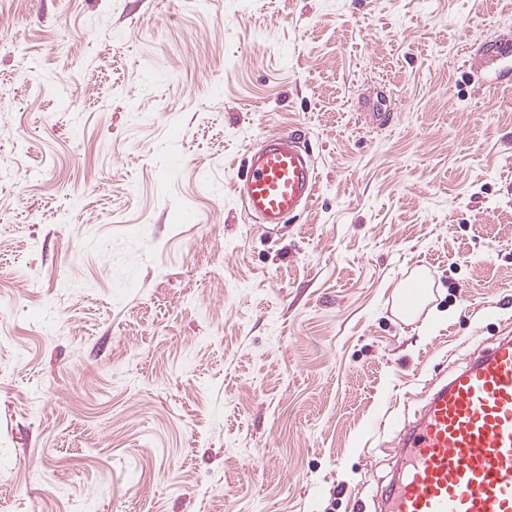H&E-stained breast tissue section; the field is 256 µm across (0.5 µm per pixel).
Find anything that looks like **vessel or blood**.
<instances>
[{
    "label": "vessel or blood",
    "mask_w": 512,
    "mask_h": 512,
    "mask_svg": "<svg viewBox=\"0 0 512 512\" xmlns=\"http://www.w3.org/2000/svg\"><path fill=\"white\" fill-rule=\"evenodd\" d=\"M479 65L497 82L511 78L512 38L494 37ZM237 189L262 223L282 224L314 199L316 167L298 135L272 134ZM396 455L381 512H512V336L429 391Z\"/></svg>",
    "instance_id": "vessel-or-blood-1"
}]
</instances>
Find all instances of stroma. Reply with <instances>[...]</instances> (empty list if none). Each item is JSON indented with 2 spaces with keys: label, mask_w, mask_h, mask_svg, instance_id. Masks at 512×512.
<instances>
[{
  "label": "stroma",
  "mask_w": 512,
  "mask_h": 512,
  "mask_svg": "<svg viewBox=\"0 0 512 512\" xmlns=\"http://www.w3.org/2000/svg\"><path fill=\"white\" fill-rule=\"evenodd\" d=\"M507 33L512 0H0V512H379L398 429L512 335V87L468 76ZM277 132L318 183L271 227L234 187Z\"/></svg>",
  "instance_id": "stroma-1"
}]
</instances>
